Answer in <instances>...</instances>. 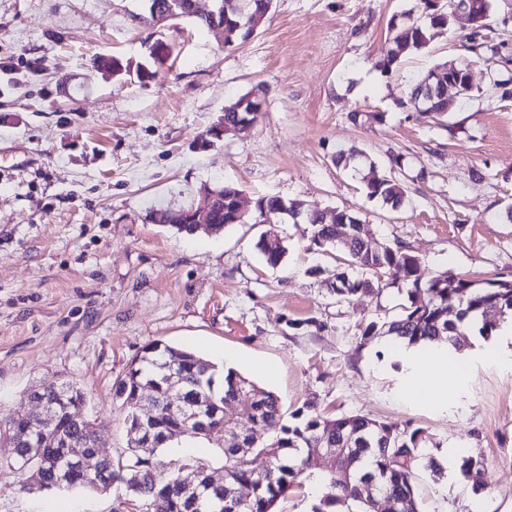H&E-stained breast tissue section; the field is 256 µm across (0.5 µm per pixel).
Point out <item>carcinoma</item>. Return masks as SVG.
I'll list each match as a JSON object with an SVG mask.
<instances>
[{"label":"carcinoma","mask_w":512,"mask_h":512,"mask_svg":"<svg viewBox=\"0 0 512 512\" xmlns=\"http://www.w3.org/2000/svg\"><path fill=\"white\" fill-rule=\"evenodd\" d=\"M273 0H213L212 11L199 14L193 11L191 0H147L148 16L144 22L154 24V11L169 12L186 17L197 26L212 29L224 27V46L233 47L254 34V24L265 19ZM429 23L411 22L394 27L392 47L377 62L383 73L393 67L408 52L427 43L428 31L448 22V12L435 9L432 0H421ZM463 32L467 58L489 66L495 58L509 61L500 54V48L491 46L484 36L473 32L471 19L465 14L455 17ZM170 55V46L156 40L150 48L153 65H164ZM366 196L377 199L393 210L402 207L405 192L396 180L388 177L370 178L365 183ZM216 203L210 213L214 232L233 224L246 223L236 209V198L241 190L227 184L215 188ZM304 210L297 200L286 202L278 196L262 197L256 202L260 222L272 223L284 210ZM335 219L344 225V237L336 239V225L326 222L323 214L311 213L306 223L311 227L310 244L326 251L336 248L343 253L340 272L329 287L339 300L352 295H378L384 290L379 274L395 272L406 285L409 305L395 318L382 323L371 321L361 329V341L366 345L378 337L390 336L409 346L430 343L446 344L456 351L465 346V329L472 319L479 321V334L486 339L497 335L502 326L512 320V280H492L480 286L461 274L443 271L427 283H420L419 257L400 248L385 247L374 250L367 246L364 224L346 210L336 212ZM268 264L279 265L288 248L281 239L261 237L257 243ZM457 313L448 316V307ZM176 364L182 380L173 390L163 376L146 371L152 365L164 368ZM215 364L187 350L177 349L160 342L144 348V355L135 359L125 376L115 385L116 399L125 411L128 432L141 429L142 443L130 442L131 452L124 459H117L104 468V478L111 484L121 485L140 502L141 512H273L276 501L292 487L301 484V478L318 477L336 489V495L320 500L313 512H340V508L356 506V512H373L371 496L393 502L395 512H420L416 485L418 471L435 481L444 472L441 462L432 455L422 453L430 437L422 428H399L363 415L332 417L321 413L314 403L294 413L298 422L280 425L279 432L262 441L258 434L279 425L283 407L279 397L238 372L229 369L224 373V386L215 387ZM68 386L60 391L58 385L42 387L37 399L43 400L61 414L72 404ZM251 394L252 404L246 420H235L224 414V408L234 402L242 392ZM202 398L211 403L218 419L207 423V428L186 425L170 411L172 399ZM215 428L216 435L229 434L230 444L222 448L224 457V485L215 489L208 484V465L194 461L200 475L201 486L194 500L183 494L178 482L184 464L178 460L163 463L157 460V451L173 442L184 439H209ZM96 423L87 420L81 425H64L65 436L82 448L92 443ZM323 439L335 448L333 465L313 456L312 443ZM49 464L41 468L39 483H53L67 477L70 466L62 460L61 449H45ZM267 459L264 470L251 466V457ZM485 461L479 456L462 457L461 469L480 488ZM242 485L253 487L248 499L238 496ZM83 489L94 492L103 490L102 480L95 476L80 478L75 485L63 483L61 490Z\"/></svg>","instance_id":"cac0c4a2"}]
</instances>
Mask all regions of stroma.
<instances>
[{"label": "stroma", "mask_w": 512, "mask_h": 512, "mask_svg": "<svg viewBox=\"0 0 512 512\" xmlns=\"http://www.w3.org/2000/svg\"><path fill=\"white\" fill-rule=\"evenodd\" d=\"M144 0H0V411L37 385L68 382L86 395L99 450L128 452L114 397L144 346L161 342L235 369L272 392L285 413L316 401L331 416L412 425L438 458H484L482 489L464 475L420 479L423 512H512V327L483 339L469 330L452 355L447 404L408 387L410 362L387 340L361 345V327L399 312L406 291L339 301L328 290L336 251L310 249L307 225L235 224L212 235L157 224L153 213L198 208L203 187L227 183L254 211L258 198L345 209L369 247L401 246L428 281L451 270L477 283L512 280V99L490 90L485 67L471 97L440 118L398 105L407 87L457 57L458 25L392 73L376 67L401 15L424 22L420 0H273L253 36L233 47L176 17L147 27ZM171 57L157 76L149 47ZM120 58L112 76L100 60ZM255 91L262 115L244 136L222 135L224 109ZM377 120L353 123L350 112ZM354 150L358 166L334 162ZM402 155V167L391 158ZM400 182L394 211L368 200L364 177ZM274 234L288 247L266 264ZM299 328H290V321ZM197 457L224 479L217 442L160 449L158 460ZM0 439V512H43L48 493H19L20 472ZM58 512H136L122 489L53 496ZM257 246L261 253L264 255L267 263L272 266L279 265L283 261L288 251L284 241L278 238L270 241L263 236L259 239Z\"/></svg>", "instance_id": "1"}]
</instances>
